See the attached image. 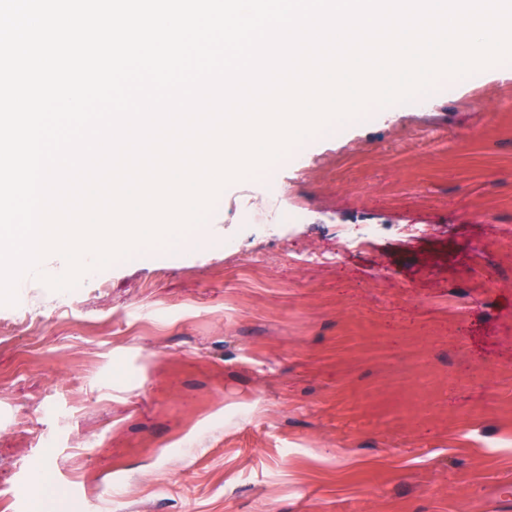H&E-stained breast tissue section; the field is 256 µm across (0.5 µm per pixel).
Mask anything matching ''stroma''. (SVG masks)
I'll return each mask as SVG.
<instances>
[{"mask_svg": "<svg viewBox=\"0 0 512 512\" xmlns=\"http://www.w3.org/2000/svg\"><path fill=\"white\" fill-rule=\"evenodd\" d=\"M65 268L0 305V512L38 461L45 512H512L511 69L333 122L50 289Z\"/></svg>", "mask_w": 512, "mask_h": 512, "instance_id": "35a3bbf8", "label": "stroma"}]
</instances>
